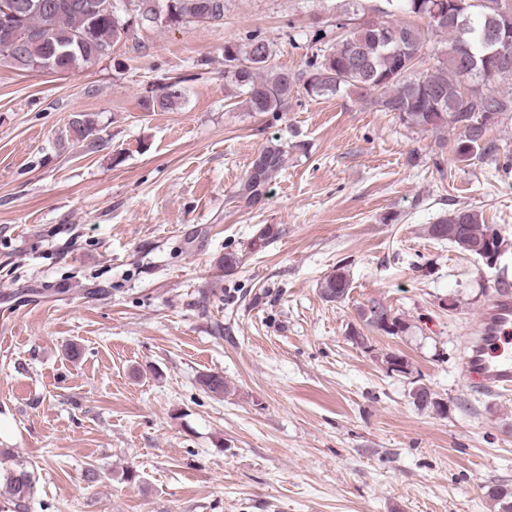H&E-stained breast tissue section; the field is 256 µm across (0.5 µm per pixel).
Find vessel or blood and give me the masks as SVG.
<instances>
[{"instance_id":"vessel-or-blood-1","label":"vessel or blood","mask_w":512,"mask_h":512,"mask_svg":"<svg viewBox=\"0 0 512 512\" xmlns=\"http://www.w3.org/2000/svg\"><path fill=\"white\" fill-rule=\"evenodd\" d=\"M512 291L496 287L464 356L463 373L476 391L500 394L512 391Z\"/></svg>"}]
</instances>
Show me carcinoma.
Returning a JSON list of instances; mask_svg holds the SVG:
<instances>
[{
    "instance_id": "carcinoma-1",
    "label": "carcinoma",
    "mask_w": 512,
    "mask_h": 512,
    "mask_svg": "<svg viewBox=\"0 0 512 512\" xmlns=\"http://www.w3.org/2000/svg\"><path fill=\"white\" fill-rule=\"evenodd\" d=\"M19 24L26 32L20 47L10 50L0 47V64L21 71L65 73L72 70L69 52L92 63L112 54V47L129 36V21L136 27L156 25L155 15L170 14L172 25L181 26L205 17L212 25L224 21V0H112V14L90 9L82 0H11ZM368 0H346L341 11L343 19L336 23L334 43L312 54L307 69L291 73L273 64L269 42L258 35L239 46H224L226 82L246 96L248 111L279 112L288 104L294 87L300 86L314 97L355 93L370 97V101L386 112H393L402 124L421 131H455L454 151L459 161H471L496 151L479 120L490 114L498 118L512 112V92L500 90L502 80L491 74L469 75L466 47L479 58L489 51L487 37L494 30L512 26V7L508 0H453L451 9L468 17L466 24L449 23L436 18L434 8L446 0H386L402 14L425 22L420 26L411 21H380L348 27L345 17L366 10ZM440 44V59L429 71L420 73L417 65L427 37ZM473 86L472 95L464 97L466 84ZM185 90L182 81L175 80L170 90L144 101L148 110L165 111L181 103ZM70 129L75 137L99 147L95 138L96 120L87 113L73 116ZM265 166L249 170L238 195L253 204L265 195L267 185L282 169L285 151L277 144L260 151ZM428 235L448 242L463 253L481 256L489 247L502 242L495 224L485 222L483 214L473 209L448 212L428 225ZM279 234L273 225L260 228L251 239L249 249L266 248ZM350 290V280L344 268H338L320 282V294L328 302L341 303ZM363 326L387 336H399L408 330L402 318L391 313L382 303L372 300L358 310ZM200 386L218 396L227 390L224 377L205 373ZM4 481V506L0 512H28L36 492V474L17 462L0 467ZM488 496L497 502L500 512H512V488L498 484L489 487Z\"/></svg>"
}]
</instances>
